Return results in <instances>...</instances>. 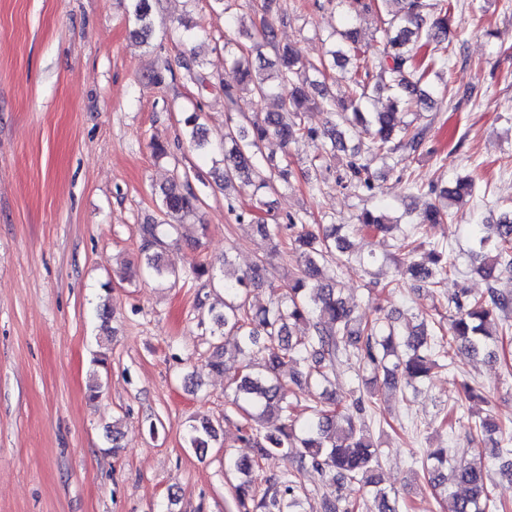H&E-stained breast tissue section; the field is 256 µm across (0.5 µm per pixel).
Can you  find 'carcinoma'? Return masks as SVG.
Listing matches in <instances>:
<instances>
[{
  "label": "carcinoma",
  "mask_w": 512,
  "mask_h": 512,
  "mask_svg": "<svg viewBox=\"0 0 512 512\" xmlns=\"http://www.w3.org/2000/svg\"><path fill=\"white\" fill-rule=\"evenodd\" d=\"M388 0H338L346 6L341 29L330 32V48L316 61H302L291 49L277 44L273 23L264 22L257 33H246L250 50L270 47L276 59L253 65L250 54L232 57L238 80L224 86L227 106L235 104L241 93L261 100H271L274 109L258 112L241 121H231L224 128V191L249 190L252 209L237 214L248 220L261 236L285 248L294 261L289 272L287 292L274 294L270 303L256 307L249 302L248 289L264 283L267 267L263 260L248 270L223 279L224 310L211 313L210 335L216 340L234 338V356L242 360L241 373L228 380L230 404L242 414L232 440L255 450L252 457L225 459L228 470L238 478L235 486L238 512H299L302 501L319 497L322 512H398L388 493L379 487V448L372 440L366 421L378 411L375 394H360L346 403L328 393H308L309 415L295 424L292 415L297 395L282 380L281 368L294 369L293 383L299 388L320 387L331 382L336 364L356 359L374 374L384 372L387 383L403 384L417 390L431 371L464 349L475 354L495 355L491 345L503 337L500 314L512 310V292L504 293L493 285L479 296L463 290L448 299V319L430 321L421 317L412 327L398 328L387 314L374 320H362L355 305L341 297L335 281L320 278V265L335 262L344 265L351 259L349 235L352 232L375 236L394 230L401 232L396 249L401 252V275L437 288L457 270L456 259L448 245L429 238L431 226L448 220L454 205H464L474 198L477 187L468 175L457 176L449 185L437 189L428 186L434 196L425 210L413 215L410 208L390 220L384 209L364 208L353 224H332L320 233L300 216H287L284 224H269L256 211L267 206L265 197L276 191L275 178L287 180L290 171L280 169L277 176L265 172L260 164L262 144L270 138L288 147L311 142L316 151L308 159L307 180L311 191L320 192L326 184L325 173L332 169L336 153L348 160L336 175V185L354 195L376 194L370 162L382 160L386 171L407 177L411 189L422 186L412 179L410 166L424 152L428 128H413L403 121V112L429 107L448 88L426 82L430 74L439 77L450 71L452 26L451 0H404L406 7L391 13L375 29L383 54L372 64L377 70L370 81L369 68L357 63V30L353 20L377 12ZM133 20L136 33L152 30L149 0H134ZM351 73L347 99L340 102L321 95L329 111H338L341 122L322 130L308 124L306 117L313 97L309 89L321 86L329 70ZM388 93L389 104L370 111L375 95ZM200 114L190 112L184 126L191 145L209 151ZM161 206L172 219L166 224L141 225L142 254L145 271L158 279L195 278L209 275V268L190 263L182 268L160 264V250L178 230V223L196 214L197 197L190 185L171 183L161 188ZM471 256L479 260L476 271L487 280L496 272H512V212L495 224H479L474 235ZM309 326V333L295 337L291 326ZM276 415L281 423L263 431L258 422L266 415ZM474 422L468 434L482 433L488 442L480 449L481 460L459 459L448 466L451 449L428 448L420 457L428 486L446 491L448 512H506L492 495V482L484 464L488 458L498 463L499 474L512 477V428L503 427L480 412L473 411ZM190 445L206 448L216 438L209 421L190 426ZM299 459V466L278 477L255 485L259 460L270 455ZM312 468L323 476L322 489H307L301 475Z\"/></svg>",
  "instance_id": "cac0c4a2"
}]
</instances>
